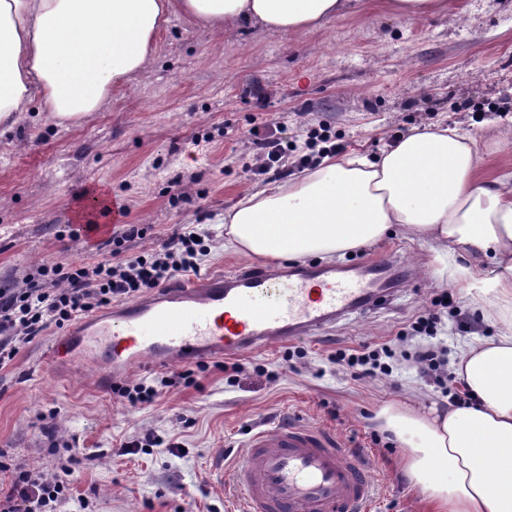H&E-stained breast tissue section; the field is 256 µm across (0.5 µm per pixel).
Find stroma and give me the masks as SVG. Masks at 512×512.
Returning <instances> with one entry per match:
<instances>
[{
	"mask_svg": "<svg viewBox=\"0 0 512 512\" xmlns=\"http://www.w3.org/2000/svg\"><path fill=\"white\" fill-rule=\"evenodd\" d=\"M267 123L284 126L291 150L262 174L250 131ZM431 123L483 130L484 173L512 171V138L501 136L512 128V0H449L447 14L424 20L374 8L295 37L255 27L224 41L171 17L151 70L113 89L104 111L58 125L35 100L0 136V290L24 287L43 263L94 262L68 228L89 188L125 205L126 223L147 225L144 238L126 242L127 255L158 249L177 225L191 224L209 245L201 273L250 264L225 247L224 212L293 174L310 129H328L345 152L377 156L411 127ZM362 254L395 257L414 274L385 304L241 356L235 378L214 365L195 369V385L163 389L143 409L103 392L95 366L49 364L60 330L48 326L0 367V453L48 475L73 465L71 512L83 499L91 512H233L211 471L214 453L232 462L253 432L292 421L328 430L360 457L375 486L371 512H425L400 477L399 448L371 437L388 403L412 393L440 402L443 394L412 361L355 380L332 357L408 330L444 291L458 309L431 343L448 358L497 335L500 324L472 311L459 285L434 278L429 243L396 231ZM145 433L161 446L124 453V443Z\"/></svg>",
	"mask_w": 512,
	"mask_h": 512,
	"instance_id": "obj_1",
	"label": "stroma"
}]
</instances>
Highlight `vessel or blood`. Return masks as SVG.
<instances>
[{"label":"vessel or blood","mask_w":512,"mask_h":512,"mask_svg":"<svg viewBox=\"0 0 512 512\" xmlns=\"http://www.w3.org/2000/svg\"><path fill=\"white\" fill-rule=\"evenodd\" d=\"M412 270L396 259H356L341 269L305 263L277 273L247 266L187 278L144 298L77 320L46 358L95 355L102 390L134 368L193 365L286 343L368 309ZM372 481L325 430L283 423L254 433L232 464L233 501L243 512H367Z\"/></svg>","instance_id":"vessel-or-blood-1"}]
</instances>
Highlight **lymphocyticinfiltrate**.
Returning a JSON list of instances; mask_svg holds the SVG:
<instances>
[{
	"label": "lymphocytic infiltrate",
	"mask_w": 512,
	"mask_h": 512,
	"mask_svg": "<svg viewBox=\"0 0 512 512\" xmlns=\"http://www.w3.org/2000/svg\"><path fill=\"white\" fill-rule=\"evenodd\" d=\"M145 233L141 225H122L113 235L110 249L93 265L44 266L40 274L51 279V287L32 285L0 291V365L14 358L19 343L32 340L48 325L64 326L99 307L136 297L172 279L198 274V260L207 246L197 239L193 227L182 225L159 250L135 257L125 255V242ZM392 355L393 344L386 341L337 352L335 361L354 378L366 365L388 375ZM193 382L192 371L185 370L162 376L155 386L143 382L116 384L112 392L135 407L153 403L160 388ZM7 470L13 473L12 486L7 495L0 496V512H60L71 499L70 468L46 476L12 468L1 459L0 471Z\"/></svg>",
	"instance_id": "lymphocytic-infiltrate-1"
}]
</instances>
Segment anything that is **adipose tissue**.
I'll return each mask as SVG.
<instances>
[{"instance_id":"adipose-tissue-1","label":"adipose tissue","mask_w":512,"mask_h":512,"mask_svg":"<svg viewBox=\"0 0 512 512\" xmlns=\"http://www.w3.org/2000/svg\"><path fill=\"white\" fill-rule=\"evenodd\" d=\"M372 0H0V134L32 98L58 123L100 111L145 73L156 37L184 16L231 38L248 27L297 35L365 12ZM484 137L414 127L374 158L324 155L224 212L235 251L269 262L336 255L392 227L436 245L437 259L503 331L462 348L467 403L416 397L379 417L402 448L401 473L433 512H512V172L484 177Z\"/></svg>"}]
</instances>
